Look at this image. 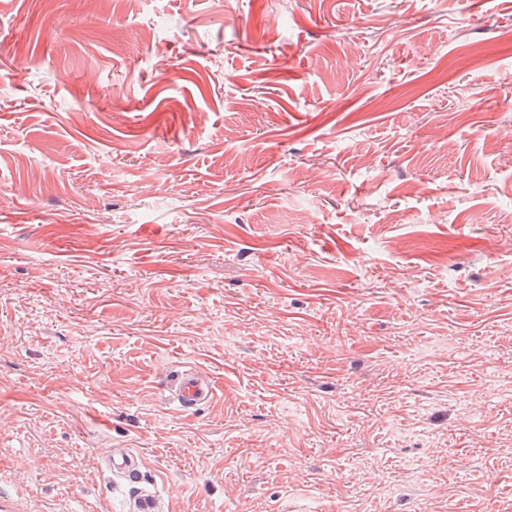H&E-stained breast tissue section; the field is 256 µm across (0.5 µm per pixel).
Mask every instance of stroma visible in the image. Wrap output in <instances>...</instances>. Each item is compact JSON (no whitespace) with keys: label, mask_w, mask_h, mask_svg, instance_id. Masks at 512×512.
<instances>
[{"label":"stroma","mask_w":512,"mask_h":512,"mask_svg":"<svg viewBox=\"0 0 512 512\" xmlns=\"http://www.w3.org/2000/svg\"><path fill=\"white\" fill-rule=\"evenodd\" d=\"M510 153L512 0H0V494L512 512ZM169 391L173 400L184 410L195 409L213 396L211 381L193 368L186 367L170 380ZM139 455L129 449H123L112 458L111 468L115 475L129 483H138Z\"/></svg>","instance_id":"35a3bbf8"}]
</instances>
